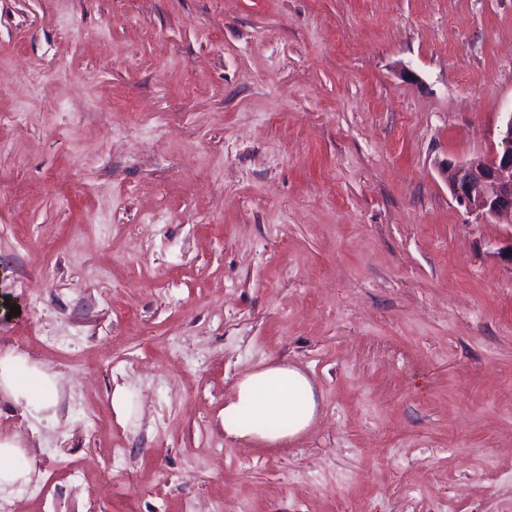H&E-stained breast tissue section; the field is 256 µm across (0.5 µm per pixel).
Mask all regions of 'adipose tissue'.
<instances>
[{
  "mask_svg": "<svg viewBox=\"0 0 512 512\" xmlns=\"http://www.w3.org/2000/svg\"><path fill=\"white\" fill-rule=\"evenodd\" d=\"M0 393L41 412L55 403L56 377L9 355L0 359ZM318 407L307 375L288 366H266L239 380L233 399L224 405V432L232 439L273 446L306 431Z\"/></svg>",
  "mask_w": 512,
  "mask_h": 512,
  "instance_id": "adipose-tissue-1",
  "label": "adipose tissue"
}]
</instances>
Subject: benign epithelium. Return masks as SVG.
Returning a JSON list of instances; mask_svg holds the SVG:
<instances>
[{
  "mask_svg": "<svg viewBox=\"0 0 512 512\" xmlns=\"http://www.w3.org/2000/svg\"><path fill=\"white\" fill-rule=\"evenodd\" d=\"M500 137L496 154L450 161L443 169L452 199L481 220L512 217V124L502 127Z\"/></svg>",
  "mask_w": 512,
  "mask_h": 512,
  "instance_id": "7a95c632",
  "label": "benign epithelium"
}]
</instances>
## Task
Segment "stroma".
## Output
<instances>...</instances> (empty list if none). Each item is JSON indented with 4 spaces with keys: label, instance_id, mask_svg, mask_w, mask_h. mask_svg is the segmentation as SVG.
Here are the masks:
<instances>
[{
    "label": "stroma",
    "instance_id": "1",
    "mask_svg": "<svg viewBox=\"0 0 512 512\" xmlns=\"http://www.w3.org/2000/svg\"><path fill=\"white\" fill-rule=\"evenodd\" d=\"M509 112L512 0H0V343L58 378L0 399L28 474L0 492L512 512V221L440 172ZM271 364L315 422L227 438Z\"/></svg>",
    "mask_w": 512,
    "mask_h": 512
}]
</instances>
